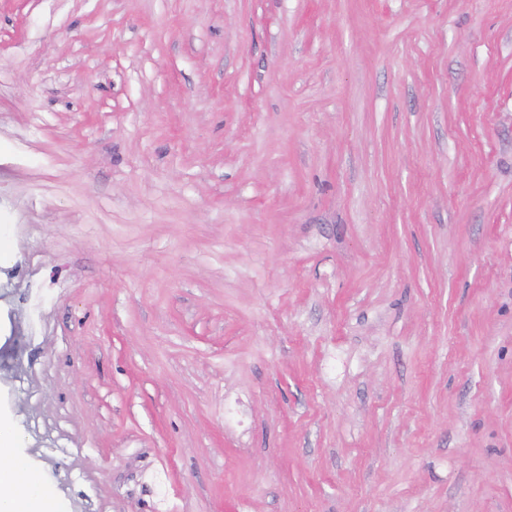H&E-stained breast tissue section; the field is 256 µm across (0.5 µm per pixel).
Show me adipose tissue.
I'll return each mask as SVG.
<instances>
[{
    "label": "adipose tissue",
    "instance_id": "obj_1",
    "mask_svg": "<svg viewBox=\"0 0 512 512\" xmlns=\"http://www.w3.org/2000/svg\"><path fill=\"white\" fill-rule=\"evenodd\" d=\"M19 435L0 417V512H58L41 474L17 453Z\"/></svg>",
    "mask_w": 512,
    "mask_h": 512
}]
</instances>
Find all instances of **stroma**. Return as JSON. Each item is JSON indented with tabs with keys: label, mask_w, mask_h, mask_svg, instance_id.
<instances>
[{
	"label": "stroma",
	"mask_w": 512,
	"mask_h": 512,
	"mask_svg": "<svg viewBox=\"0 0 512 512\" xmlns=\"http://www.w3.org/2000/svg\"><path fill=\"white\" fill-rule=\"evenodd\" d=\"M0 240L60 512H512V0H0Z\"/></svg>",
	"instance_id": "obj_1"
}]
</instances>
